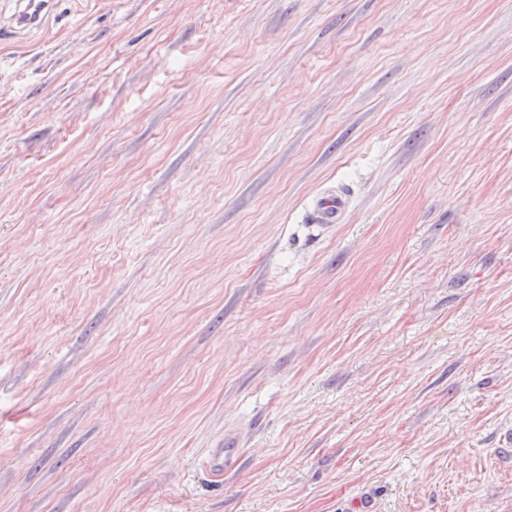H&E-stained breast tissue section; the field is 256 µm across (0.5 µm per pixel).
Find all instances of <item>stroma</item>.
I'll use <instances>...</instances> for the list:
<instances>
[{
	"label": "stroma",
	"mask_w": 512,
	"mask_h": 512,
	"mask_svg": "<svg viewBox=\"0 0 512 512\" xmlns=\"http://www.w3.org/2000/svg\"><path fill=\"white\" fill-rule=\"evenodd\" d=\"M358 501L512 512V0H58L0 44V512ZM350 206L349 190L346 188L327 190L313 202L309 211V220L312 224H341ZM239 442L236 437L225 435L224 441L216 445V448H210L207 455V468L209 472L218 479L224 477L229 469L237 462Z\"/></svg>",
	"instance_id": "35a3bbf8"
}]
</instances>
